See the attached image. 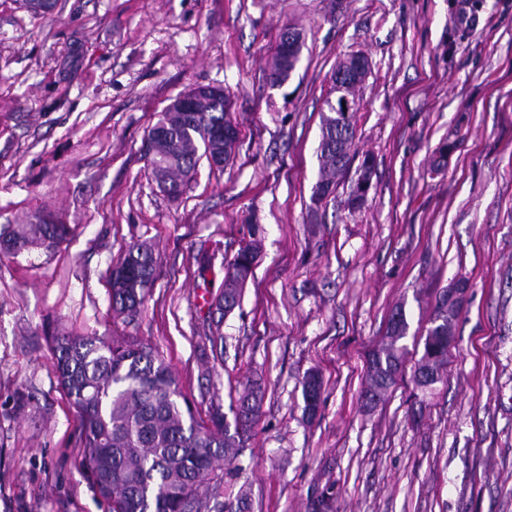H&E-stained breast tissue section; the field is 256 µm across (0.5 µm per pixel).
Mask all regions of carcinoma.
Listing matches in <instances>:
<instances>
[{"mask_svg":"<svg viewBox=\"0 0 512 512\" xmlns=\"http://www.w3.org/2000/svg\"><path fill=\"white\" fill-rule=\"evenodd\" d=\"M34 16L52 11L56 0H22ZM296 45L273 54L269 74L286 81L300 61L302 34ZM230 95L224 90L197 95L180 103L175 98L148 130L154 136L147 165L157 182L178 197L193 178L200 160H233L239 138L227 120ZM356 124H340L338 113H322L319 178L313 194L335 195L353 155ZM67 224L42 219L8 232L0 230V253L17 257L25 251L52 248L67 239ZM261 254V243L251 239L225 267L224 282L215 298L219 310L239 305L243 288ZM156 258L143 242L128 246L112 269L109 286L112 310L124 321H135L154 286ZM455 321L448 318L443 297L436 300L430 327L423 336L422 353L414 365L412 382L426 389L443 381L448 366V334ZM409 332L405 307L397 306L386 335L369 354L365 365L364 399L385 398L403 369ZM60 384L78 417L82 465L110 507V512H248L244 493H226L234 477L220 461L231 462L244 452L257 423L260 399L244 386L238 393L234 427L215 409L211 425L199 422L183 398L175 375L155 348L124 336L53 337ZM321 380L311 373L304 381V410L318 411Z\"/></svg>","mask_w":512,"mask_h":512,"instance_id":"1","label":"carcinoma"}]
</instances>
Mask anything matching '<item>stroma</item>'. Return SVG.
Instances as JSON below:
<instances>
[{
  "mask_svg": "<svg viewBox=\"0 0 512 512\" xmlns=\"http://www.w3.org/2000/svg\"><path fill=\"white\" fill-rule=\"evenodd\" d=\"M304 32L288 82L267 60ZM370 63L355 161L374 159L311 214L321 114L340 61ZM228 89L241 132L221 169L200 161L161 192L140 147L199 85ZM72 228L53 250L0 256V512H107L79 467L76 411L52 336L154 346L196 417L234 422L245 384L261 414L238 463L250 512H512V0H58L31 16L0 0V225ZM261 257L217 314L226 261ZM150 241L157 279L115 320L110 272ZM470 280L445 382L402 377L363 398L368 351L404 306L423 334L439 294ZM221 318L222 347L203 329ZM323 382L304 413L308 373Z\"/></svg>",
  "mask_w": 512,
  "mask_h": 512,
  "instance_id": "1",
  "label": "stroma"
}]
</instances>
